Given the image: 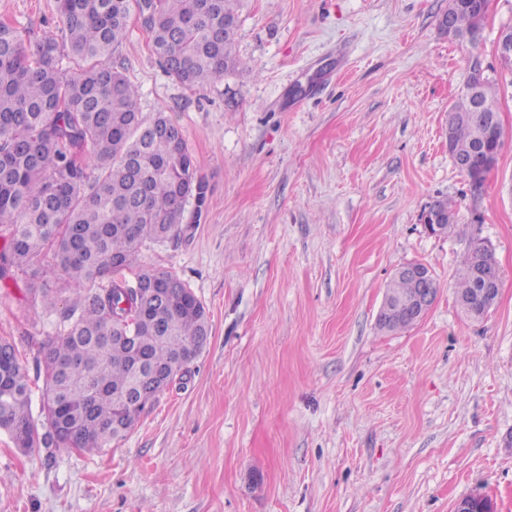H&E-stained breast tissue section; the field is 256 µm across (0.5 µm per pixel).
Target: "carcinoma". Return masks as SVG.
Wrapping results in <instances>:
<instances>
[{"label":"carcinoma","instance_id":"cac0c4a2","mask_svg":"<svg viewBox=\"0 0 512 512\" xmlns=\"http://www.w3.org/2000/svg\"><path fill=\"white\" fill-rule=\"evenodd\" d=\"M243 0H56L69 53L52 38L30 48L21 32L0 24V278L24 269L47 248L45 277H63L69 305L64 333L49 338L36 377L43 378L34 417L27 366L13 344L0 339V430L24 453L55 462L63 449L102 453L157 401V368L184 374L207 346L211 328L203 303L180 277L144 266L147 242L175 238L190 200L204 184L180 128L163 112L146 119L137 88L117 52L131 11L150 35L165 72L188 87H203L239 66L233 52ZM488 0H460L452 11L459 41L479 48ZM478 94L463 91L448 110L452 148L483 147L497 155L503 141L493 85L470 74ZM89 151L92 174L76 163ZM441 234L454 233L453 206ZM494 261L488 245L471 241L457 270V301L472 319L490 307L478 300L474 267ZM130 272L134 279L126 278ZM108 278L107 288L94 289ZM418 283L395 274L385 293L392 303L413 297ZM417 322L402 309L377 320L398 333ZM137 337V344L124 340Z\"/></svg>","mask_w":512,"mask_h":512}]
</instances>
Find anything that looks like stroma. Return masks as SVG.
<instances>
[{"mask_svg":"<svg viewBox=\"0 0 512 512\" xmlns=\"http://www.w3.org/2000/svg\"><path fill=\"white\" fill-rule=\"evenodd\" d=\"M448 0H245L239 67L201 88L167 76L137 18L120 49L144 116L177 124L207 186L175 240L142 262L204 304L205 349L103 453L22 454L0 431V512H455L488 496L512 512V65L488 0L479 50L503 127L481 188L448 153L467 44L439 27ZM27 42L61 37L55 0H0ZM459 230L432 235L437 199ZM499 297L456 302L472 239ZM428 266L438 295L398 333L377 316L395 271ZM56 298L47 306L43 286ZM67 282L0 279V337L27 367L61 330ZM479 260L495 262L488 245L481 239H473L457 270L456 277L458 304L467 316L476 320L483 318L494 306H487L478 300L479 288L473 270Z\"/></svg>","mask_w":512,"mask_h":512,"instance_id":"stroma-1","label":"stroma"}]
</instances>
